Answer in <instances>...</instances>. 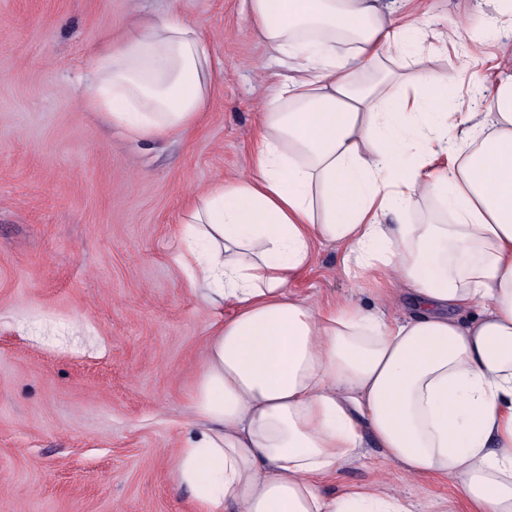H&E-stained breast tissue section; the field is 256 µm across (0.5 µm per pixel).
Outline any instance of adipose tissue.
Listing matches in <instances>:
<instances>
[{"label":"adipose tissue","mask_w":512,"mask_h":512,"mask_svg":"<svg viewBox=\"0 0 512 512\" xmlns=\"http://www.w3.org/2000/svg\"><path fill=\"white\" fill-rule=\"evenodd\" d=\"M286 72L259 115L246 175L192 203L180 262L217 318L171 469L199 512H454L383 478L323 486L372 439L408 479H451L471 512H512V52L490 117L448 108L452 76L409 91L392 67L428 25L382 0H249ZM345 53H337V45ZM213 65L179 12L100 44L80 106L147 137L192 129ZM420 198L448 224H405ZM336 243L377 303L300 300L289 285ZM409 295L413 314L381 307Z\"/></svg>","instance_id":"adipose-tissue-1"}]
</instances>
